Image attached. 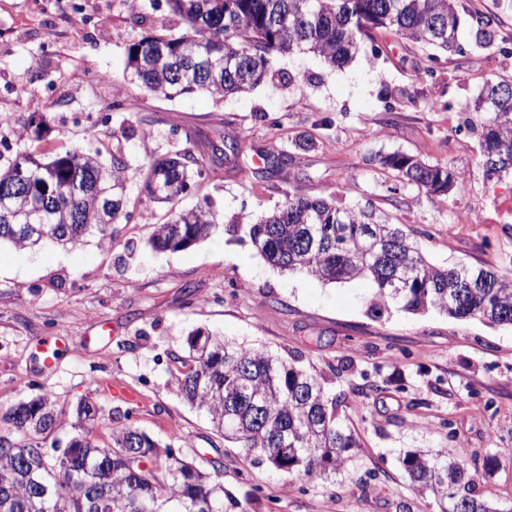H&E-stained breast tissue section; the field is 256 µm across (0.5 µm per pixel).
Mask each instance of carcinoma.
<instances>
[{"mask_svg": "<svg viewBox=\"0 0 512 512\" xmlns=\"http://www.w3.org/2000/svg\"><path fill=\"white\" fill-rule=\"evenodd\" d=\"M185 31L171 37L149 34L126 49L125 71L148 91L174 98L205 92L214 97L249 93L279 75L275 61L310 53L343 69L360 46L386 31L421 48L463 56L461 23L475 29L480 48L507 44L502 21L490 12L467 11L460 0H166ZM483 114L481 138L488 152L481 163L512 172V81L485 83L474 100ZM181 151L149 155L140 178L151 198L172 204L191 181L212 173L204 157L180 166ZM394 180L415 184L434 197L465 190L448 165L406 155L377 159ZM129 161L110 162L99 153L59 151L43 161L23 147L6 168L0 188L19 172L28 185L14 200L20 216L0 220V242L33 249L45 244L76 248L92 234L107 236L129 218ZM157 250L177 251L207 239L224 214L206 200L162 216L144 211ZM252 246L274 268L327 282L366 278L375 292V320L391 310L437 311L456 320L478 319L512 326V277L492 266L443 268L430 263L398 224L369 207L339 205L335 197L293 193L267 216L238 218ZM178 388L205 413L213 431L246 453H255L297 480L328 478L348 470L359 441L338 412L340 401L321 377L263 346L195 335ZM102 410L86 398L78 420L96 421ZM51 397L13 406L0 417L18 438L0 437V512H249L224 487L220 469L197 468L173 455L132 423L109 425L111 442L100 446L84 430L81 445L48 453L39 436L56 422ZM434 452L408 451L400 463L413 489L433 496L439 512H497L476 492L477 468L455 456L453 441ZM85 487L73 494L68 485Z\"/></svg>", "mask_w": 512, "mask_h": 512, "instance_id": "carcinoma-1", "label": "carcinoma"}]
</instances>
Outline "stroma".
I'll return each instance as SVG.
<instances>
[{
    "label": "stroma",
    "instance_id": "1",
    "mask_svg": "<svg viewBox=\"0 0 512 512\" xmlns=\"http://www.w3.org/2000/svg\"><path fill=\"white\" fill-rule=\"evenodd\" d=\"M181 33L165 0H0V166L11 163L31 117L47 124L37 145L52 154L78 147L130 160L128 222L106 240L36 252L0 245V415L50 394L58 419L45 447L76 433L75 408L91 397L104 418L91 437L110 440L106 415L131 412L136 427L187 455L201 469L223 464L225 486L254 512H437L418 495L399 456L441 448L456 431L455 453L472 464L497 455L493 477L477 490L512 512V328L435 311H392L372 320L370 281L325 283L271 268L248 238L232 232L241 213L260 217L288 194L342 192L347 205L372 206L401 225L439 266L491 265L512 272V178L490 179L480 162L477 116L469 105L484 82L512 76V52L475 47L441 56L433 77L426 58L394 35L380 55L363 47L351 67L335 70L309 54L277 59L273 82L219 99L206 93L167 99L129 83L130 41L160 26ZM125 109L107 112L113 96ZM234 140L216 176L196 180L180 207L209 199L224 227L180 251L156 252L140 213L154 208L140 190L139 166L151 154L204 150ZM286 167L258 177L271 144ZM401 153L463 174L462 194L429 198L395 185L378 156ZM261 345L317 371L341 395L357 434L358 474L297 482L225 443L177 389L180 356L194 332ZM69 340L53 370L37 345Z\"/></svg>",
    "mask_w": 512,
    "mask_h": 512
}]
</instances>
